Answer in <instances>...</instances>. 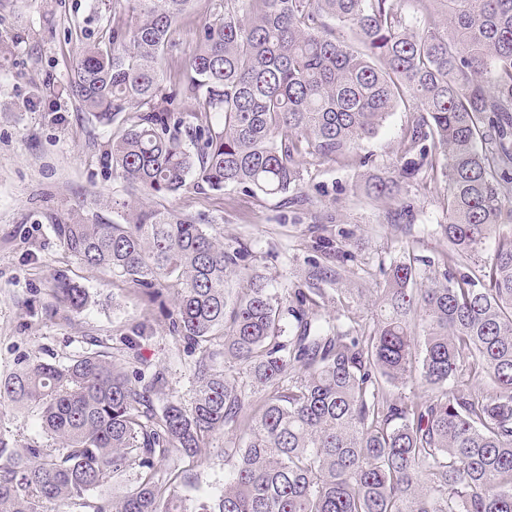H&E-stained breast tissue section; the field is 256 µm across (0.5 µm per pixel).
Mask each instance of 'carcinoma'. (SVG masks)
I'll return each mask as SVG.
<instances>
[{
	"mask_svg": "<svg viewBox=\"0 0 512 512\" xmlns=\"http://www.w3.org/2000/svg\"><path fill=\"white\" fill-rule=\"evenodd\" d=\"M189 3L115 0L104 38L80 47L73 96L102 126L122 119L113 172L152 195L190 178L285 195L307 158L357 160L402 109L404 161L364 192L399 220L404 191L442 184L448 247L391 262L374 317L346 327L318 315L317 285L340 281L337 265L311 263L287 307L257 275L231 302L243 254L189 218L141 203L130 224H54L81 264L149 302L179 287V340L197 349L222 332L256 399L208 354L191 408L159 412L161 378L104 354L23 361L0 399L36 410L56 447L0 438V512H512V0H224L186 66L168 71ZM180 98L221 128L188 121ZM53 296L68 312L89 302L64 278ZM417 375L424 394L395 391ZM230 424L245 445L224 449V490L190 508L189 474L157 465L197 457Z\"/></svg>",
	"mask_w": 512,
	"mask_h": 512,
	"instance_id": "1",
	"label": "carcinoma"
}]
</instances>
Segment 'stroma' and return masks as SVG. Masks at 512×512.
Masks as SVG:
<instances>
[{
  "instance_id": "1",
  "label": "stroma",
  "mask_w": 512,
  "mask_h": 512,
  "mask_svg": "<svg viewBox=\"0 0 512 512\" xmlns=\"http://www.w3.org/2000/svg\"><path fill=\"white\" fill-rule=\"evenodd\" d=\"M214 0H193L171 29L166 65L175 69L193 54ZM113 0H0V375L19 362L68 363L84 352L103 351L113 362L135 360L145 378L163 373L156 408L168 400L193 402L195 363L201 353L185 348L171 327L175 294L149 303L124 278L85 267L58 241L54 220L126 223L127 201L192 218L246 257L227 285L246 287L250 276L268 280L279 297L300 285L311 257L343 259L342 284H324L320 312L336 317L352 311L371 317L370 299L383 285L382 270L402 254L436 257L447 241L441 187L408 189L409 220L391 223L382 201L367 199L365 181L397 162L407 115L392 113L361 145L366 165L309 159L297 194L266 196L243 188L219 193L187 185L177 193L148 196L112 171L107 143L112 130L100 126L72 97L69 77L79 44L108 29ZM63 276L86 289L89 303L78 313L56 311L51 288ZM0 437L10 445L53 447L36 411L0 403ZM239 441L234 427L218 432L205 455L189 460L171 453L161 469H188L195 476L190 496H216L232 471L225 448Z\"/></svg>"
}]
</instances>
